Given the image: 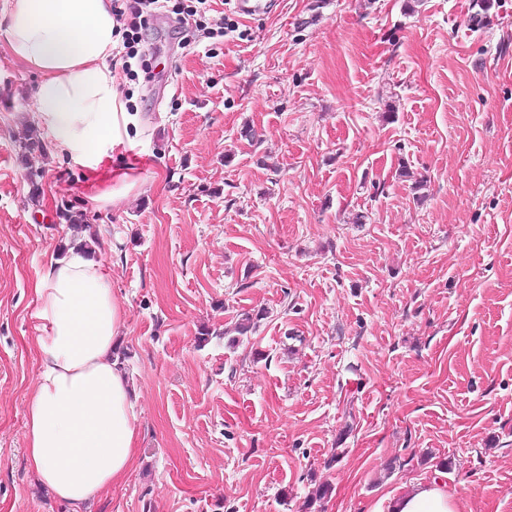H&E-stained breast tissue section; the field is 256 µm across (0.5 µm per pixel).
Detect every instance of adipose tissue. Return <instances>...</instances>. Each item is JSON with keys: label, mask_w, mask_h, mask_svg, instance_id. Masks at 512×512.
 Returning a JSON list of instances; mask_svg holds the SVG:
<instances>
[{"label": "adipose tissue", "mask_w": 512, "mask_h": 512, "mask_svg": "<svg viewBox=\"0 0 512 512\" xmlns=\"http://www.w3.org/2000/svg\"><path fill=\"white\" fill-rule=\"evenodd\" d=\"M0 29L40 76L35 123L62 154L98 174L139 122L122 111L108 64L119 41L111 0H0ZM35 293L42 360L25 408L26 462L56 498L85 512L136 458L138 397L112 357L125 312L107 272L82 249L49 260ZM389 502L390 512H461L435 478Z\"/></svg>", "instance_id": "1"}]
</instances>
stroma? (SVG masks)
<instances>
[{
	"label": "stroma",
	"mask_w": 512,
	"mask_h": 512,
	"mask_svg": "<svg viewBox=\"0 0 512 512\" xmlns=\"http://www.w3.org/2000/svg\"><path fill=\"white\" fill-rule=\"evenodd\" d=\"M473 3L211 0L213 38L149 19L118 74L143 128L102 168L141 189L112 206L42 128L32 196L39 75L0 31V512H72L27 468L24 408L34 287L90 239L141 414L86 512H386L433 477L512 512V0L480 28ZM236 11L246 17H261L275 13L277 0H233Z\"/></svg>",
	"instance_id": "stroma-1"
}]
</instances>
